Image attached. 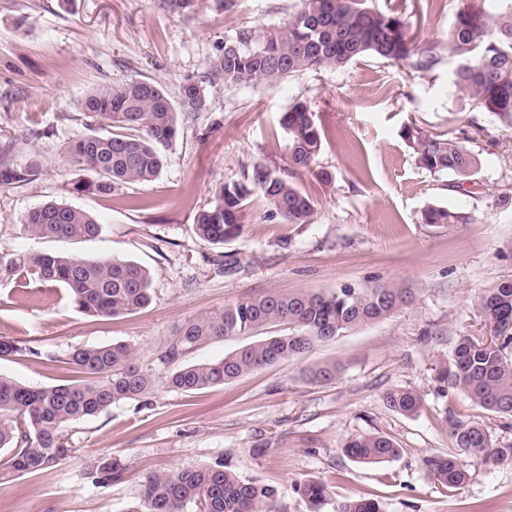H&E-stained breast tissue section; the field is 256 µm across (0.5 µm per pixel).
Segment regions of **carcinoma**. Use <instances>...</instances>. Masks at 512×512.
Here are the masks:
<instances>
[{
    "label": "carcinoma",
    "instance_id": "carcinoma-1",
    "mask_svg": "<svg viewBox=\"0 0 512 512\" xmlns=\"http://www.w3.org/2000/svg\"><path fill=\"white\" fill-rule=\"evenodd\" d=\"M496 12L458 8L448 30V54L463 62L453 72V84L505 129L512 130V0ZM438 45L417 44L403 20L365 7L361 0H299L279 25L240 34L224 44L212 72L227 87L249 82H277L296 73H320L342 68L365 57L406 63L426 75L442 61ZM81 110L101 132L80 135L64 152L70 164L94 174L73 182L77 192L110 195L128 183L156 180L163 167L162 148L177 136L179 118L205 108L202 86H182L178 101L152 81L131 78L120 84L94 87L78 99ZM288 133V161L295 169L311 170L321 151L325 132L305 102L293 104L280 120ZM416 160L433 173H448L463 187L477 165L475 156L457 138L440 132L425 134L407 129ZM38 174L31 163L17 167L0 163V185L31 180ZM286 224H307L313 199L294 183L275 174L265 163L253 164L241 183H226L196 215L194 232L203 242L222 246L238 237L251 199ZM472 215L461 208L430 205L422 211L425 224H470ZM23 231L34 238L85 241L99 235L101 225L87 212L48 201L31 208L22 219ZM66 288L77 311L92 317L116 318L134 314L152 300L149 271L119 258L84 259L73 255L36 252L22 259L0 258V274L20 273ZM411 301V293L395 283L346 286L336 291L270 292L224 304L185 322L166 348L163 359L177 362L188 350L212 340L252 336L280 324L288 334L266 336L209 363L177 367L168 385L193 394L305 354L323 341L390 318ZM479 313L490 339L461 336L448 360L439 366V381L458 390L473 406L512 415V279L489 288L481 296ZM70 364L91 376L84 383L32 386L0 375V479L38 473L72 456L69 427L95 417L113 404L151 392V376L138 367L134 349L123 342L84 346L69 354ZM340 367L323 363L308 370L315 383L336 379ZM387 404L414 415L422 404L413 389L392 388ZM448 436L458 450L478 462L512 463V445L500 446L485 426L446 414ZM344 455L363 464H378L400 456L388 437L369 433L348 440ZM424 467L445 488L463 485L468 473L451 456L433 454ZM125 465L116 457H102L86 472L94 485L120 479ZM296 490L309 512H320L326 484L304 480ZM127 512H283L277 488L258 480H243L222 462L191 466L145 478L138 502ZM336 512H382L378 501L347 499Z\"/></svg>",
    "mask_w": 512,
    "mask_h": 512
}]
</instances>
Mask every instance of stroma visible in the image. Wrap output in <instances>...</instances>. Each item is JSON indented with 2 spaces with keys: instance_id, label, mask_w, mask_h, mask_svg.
I'll return each instance as SVG.
<instances>
[{
  "instance_id": "stroma-1",
  "label": "stroma",
  "mask_w": 512,
  "mask_h": 512,
  "mask_svg": "<svg viewBox=\"0 0 512 512\" xmlns=\"http://www.w3.org/2000/svg\"><path fill=\"white\" fill-rule=\"evenodd\" d=\"M297 0H0V148L9 161L38 162L31 181L0 186V256L35 252L112 256L151 275L153 301L138 313L83 315L65 288L0 277V339L24 346L0 359V375L29 385L71 383L81 375L72 349L124 341L153 390L73 423L71 458L0 484V512H127L145 478L178 468L227 463L241 478L278 488L287 512H308L303 480L327 486L322 512L364 497L384 512H512V463L460 456L446 410L487 426L512 444V416L473 406L460 392L440 397L437 367L458 337L482 335L479 298L512 279V131L452 83L456 60L415 75L373 56L338 70L226 87L213 61L245 31L279 25ZM458 0H365L401 17L418 43L447 44ZM132 78L157 82L171 99L201 85L203 112L183 117L164 151L160 176L120 186L112 195L71 191L82 178L62 148L88 133L77 104L87 90ZM307 103L326 137L315 172L288 164L282 114ZM445 131L478 158L470 192L451 190V175L419 167L407 126ZM266 163L315 201L310 223L285 224L261 200L246 210L242 234L223 247L200 241L195 217L219 186L243 181ZM93 215L92 239H37L22 216L47 201ZM431 204L471 212L472 223L426 224ZM396 282L412 300L389 319L318 343L314 349L232 383L194 394L170 388L172 365L159 355L177 329L224 303L269 291L336 290ZM334 362L328 384L304 376ZM395 387L422 397L405 416L384 399ZM380 433L400 448L393 461L364 465L341 452L349 439ZM120 458L123 480L95 488L85 472L102 455ZM431 454L457 455L469 478L454 490L425 469Z\"/></svg>"
}]
</instances>
